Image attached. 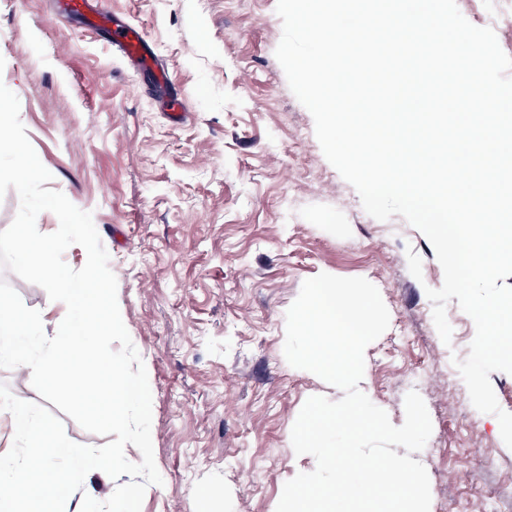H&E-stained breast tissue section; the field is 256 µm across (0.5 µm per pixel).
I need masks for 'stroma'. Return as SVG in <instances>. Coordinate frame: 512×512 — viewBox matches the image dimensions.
<instances>
[{
	"instance_id": "1",
	"label": "stroma",
	"mask_w": 512,
	"mask_h": 512,
	"mask_svg": "<svg viewBox=\"0 0 512 512\" xmlns=\"http://www.w3.org/2000/svg\"><path fill=\"white\" fill-rule=\"evenodd\" d=\"M104 2L150 41L171 92L54 0H0V83L19 99L51 189L91 213L109 254L163 479L141 512H276L284 484L314 470L292 427L309 397L343 393L292 367L283 347L287 310L323 272L366 278L389 311L360 388L396 426L407 392L422 396L430 512H512V449L452 363L468 355L474 323L450 301L443 343L425 293L444 280L430 242L401 216L368 215L325 158L275 57L277 0ZM456 3L512 55V0ZM1 278L55 335L65 304L7 269Z\"/></svg>"
}]
</instances>
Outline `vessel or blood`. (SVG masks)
<instances>
[{
    "label": "vessel or blood",
    "instance_id": "1",
    "mask_svg": "<svg viewBox=\"0 0 512 512\" xmlns=\"http://www.w3.org/2000/svg\"><path fill=\"white\" fill-rule=\"evenodd\" d=\"M56 9L58 14L77 19L90 29L110 31L129 66H151L152 58L143 35L131 25L113 23L111 12L98 6L96 0H56Z\"/></svg>",
    "mask_w": 512,
    "mask_h": 512
}]
</instances>
